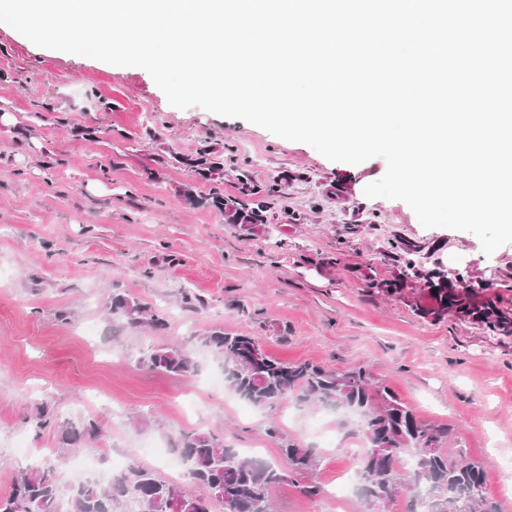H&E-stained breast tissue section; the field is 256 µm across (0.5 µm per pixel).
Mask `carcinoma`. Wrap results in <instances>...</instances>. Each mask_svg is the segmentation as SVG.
<instances>
[{"label": "carcinoma", "mask_w": 512, "mask_h": 512, "mask_svg": "<svg viewBox=\"0 0 512 512\" xmlns=\"http://www.w3.org/2000/svg\"><path fill=\"white\" fill-rule=\"evenodd\" d=\"M228 224L252 228L258 214L234 195L215 196ZM410 245L390 242L389 256L399 266L395 280L365 276L370 295L393 297L424 317L448 315L473 321L502 336H512V283L477 287L458 274L445 271L423 274L411 258ZM111 318L130 331L146 327L161 330L165 313L128 294L114 293L105 304ZM200 347L224 355V382L257 409L273 410L294 397L322 407L348 411L358 417L367 444L358 472L368 505L380 510L402 492L423 482L432 512H498L483 494L482 465L451 461L442 444L448 428L428 424L413 412L387 384L363 366L335 371L310 361L288 363L274 359L249 331L212 328L196 336ZM139 364L175 376H190L198 369L193 353L181 346L154 349ZM36 434L56 436V463L17 470L9 494L0 496V512H61L63 461L102 428L93 419L60 420L45 407L32 415ZM173 450L189 464L188 475L204 494L188 496L178 486L136 462L107 484H85L75 490L66 512H272L271 491L286 479L283 470L262 460L242 456L224 445V437L211 431L182 432ZM280 453L291 471L310 469L314 449L288 441Z\"/></svg>", "instance_id": "1"}]
</instances>
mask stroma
I'll list each match as a JSON object with an SVG mask.
<instances>
[{
  "label": "stroma",
  "mask_w": 512,
  "mask_h": 512,
  "mask_svg": "<svg viewBox=\"0 0 512 512\" xmlns=\"http://www.w3.org/2000/svg\"><path fill=\"white\" fill-rule=\"evenodd\" d=\"M227 145L268 190L267 231L227 224L207 203L216 184L236 194L234 172L212 182L187 164ZM386 169L380 156L333 162L247 121L173 107L142 68L41 48L0 25V482L26 464L17 439L54 447L53 434L35 435L29 422L45 402L60 419L99 422L103 437L84 453L108 444L157 471L143 447L183 431L221 430L226 446L260 449L281 469V444L302 442L315 462L274 488L275 512H362L360 495H327L360 469L356 424L293 399L242 413L218 382L222 355L193 347L211 328L245 329L255 312L269 356L365 366L421 420L450 428L449 459L484 465L487 500L512 512V471L498 467L512 456V337L422 318L368 296L364 280L391 277L384 252L396 236L417 247L422 269L496 284L512 278V243L488 256L472 233L426 228L405 202L367 198ZM185 288L203 308L184 306ZM112 293L166 310L168 326L122 330L105 313ZM62 309L70 322L58 319ZM173 344L192 347L194 375L139 364Z\"/></svg>",
  "instance_id": "obj_1"
}]
</instances>
